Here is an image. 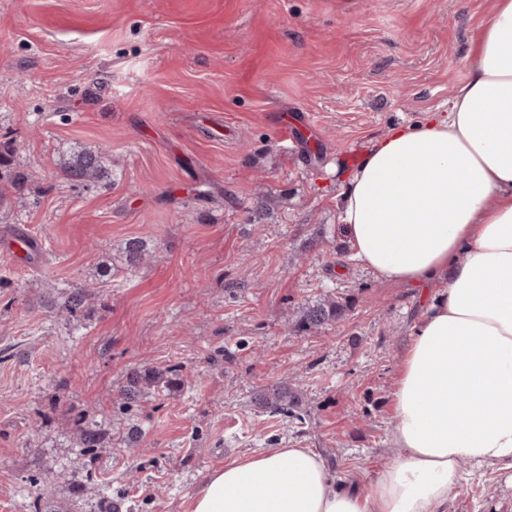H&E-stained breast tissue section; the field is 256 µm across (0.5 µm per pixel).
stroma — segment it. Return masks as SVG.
Here are the masks:
<instances>
[{
	"label": "stroma",
	"instance_id": "1",
	"mask_svg": "<svg viewBox=\"0 0 512 512\" xmlns=\"http://www.w3.org/2000/svg\"><path fill=\"white\" fill-rule=\"evenodd\" d=\"M492 0H0V512H185L203 474L282 444L365 488L390 442L402 350L437 290L386 283L338 220L342 170L445 107ZM102 149L109 177L62 164ZM143 241L128 267L127 240ZM89 300L77 314L74 288ZM323 300L344 317L298 333ZM174 391L116 403L127 374ZM287 381L304 424L255 407ZM109 433L81 452L74 420ZM137 427L144 445L116 436ZM448 512H512V470ZM174 371L167 367H149L133 369L126 377V385L120 391L118 409L127 414L140 402L145 389H170L178 385L179 379Z\"/></svg>",
	"mask_w": 512,
	"mask_h": 512
}]
</instances>
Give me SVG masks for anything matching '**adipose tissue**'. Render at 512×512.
Listing matches in <instances>:
<instances>
[{
	"mask_svg": "<svg viewBox=\"0 0 512 512\" xmlns=\"http://www.w3.org/2000/svg\"><path fill=\"white\" fill-rule=\"evenodd\" d=\"M448 107L398 124L345 175L342 228L386 282H442L402 354L399 458L341 489L309 448L208 472L185 512H446L460 466L512 468V0H494Z\"/></svg>",
	"mask_w": 512,
	"mask_h": 512,
	"instance_id": "ef3b65f1",
	"label": "adipose tissue"
}]
</instances>
